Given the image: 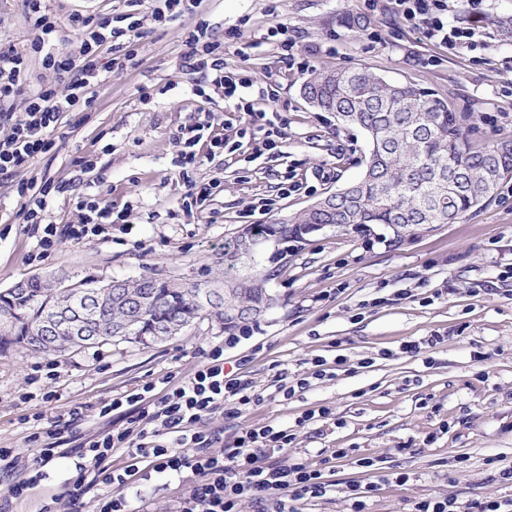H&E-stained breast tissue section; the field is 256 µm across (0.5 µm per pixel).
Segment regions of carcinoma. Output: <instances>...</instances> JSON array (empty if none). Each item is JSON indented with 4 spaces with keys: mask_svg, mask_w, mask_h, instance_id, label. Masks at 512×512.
Segmentation results:
<instances>
[{
    "mask_svg": "<svg viewBox=\"0 0 512 512\" xmlns=\"http://www.w3.org/2000/svg\"><path fill=\"white\" fill-rule=\"evenodd\" d=\"M307 102L336 121L361 129L369 143L362 177L348 192L325 208L263 228L281 242H293L311 233L317 224L367 233L382 224L405 233L426 224H452L491 201L499 185L512 178V139L472 143L464 133V118L427 88L394 83L367 68L313 71L302 83ZM238 241L224 245L219 264L223 277L248 272L232 259ZM268 275L252 280L247 295L204 297L198 281L125 279L123 294L142 300L137 319L119 334L125 312L112 297V289L93 279L63 297L40 278L24 281V288L0 291V353L16 347L29 355L61 354L101 347L114 340L143 346L162 342L197 319L216 320L234 327L235 312L269 295ZM96 305L95 336H72L63 331L37 342L43 320L63 302Z\"/></svg>",
    "mask_w": 512,
    "mask_h": 512,
    "instance_id": "cac0c4a2",
    "label": "carcinoma"
}]
</instances>
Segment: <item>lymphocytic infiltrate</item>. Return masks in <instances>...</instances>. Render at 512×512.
I'll return each mask as SVG.
<instances>
[{
  "label": "lymphocytic infiltrate",
  "instance_id": "obj_1",
  "mask_svg": "<svg viewBox=\"0 0 512 512\" xmlns=\"http://www.w3.org/2000/svg\"><path fill=\"white\" fill-rule=\"evenodd\" d=\"M33 36L26 48L0 41V99L21 98L25 107L18 112H1L0 126L8 129L0 138V175L25 166L52 145L61 113L84 112L95 102V90L112 69L130 61L131 45L140 37V23L130 20L117 26L110 19L74 14L60 20L45 0H27ZM370 7H384L407 27L425 39L454 50L471 47L474 31L449 24L446 0H366ZM82 37L77 57L62 49L67 33ZM110 45L109 63H101L98 50ZM37 55L45 69L67 75L68 92L56 87L28 85V59ZM185 63L201 70L206 81L224 91L225 99L241 101L253 94L251 82L224 72L221 43L213 41L207 25H199L185 39ZM53 187L48 182L30 183L21 190L25 197L27 223L42 225L37 242L40 256L50 255L60 238L53 225L42 222ZM79 221L70 225V239L82 241L114 223L111 208L94 202L76 203ZM238 336L226 338L201 353L195 370L180 378L163 377L140 388L100 399L98 416L103 430L87 434L82 430V406L45 418L43 413L23 415L31 427L25 442L34 457L22 464L15 448H0V512H12L14 504L28 499L45 483L53 492L41 512H84L85 496L96 485L106 494L94 504L95 512H136L129 489L151 481L177 480L190 483L187 497L176 512H240L242 501H250L256 512H297L300 500L319 499L335 491L338 483L325 469L314 467L298 455L284 456L295 435L288 425L239 428L232 440L223 431L205 428L212 414L239 418L244 410L261 401L245 374L224 372V349L238 344ZM71 447H60L62 438ZM122 463H115L114 455ZM70 459L67 477L56 479L57 460Z\"/></svg>",
  "mask_w": 512,
  "mask_h": 512
}]
</instances>
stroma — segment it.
<instances>
[{
    "label": "stroma",
    "instance_id": "obj_1",
    "mask_svg": "<svg viewBox=\"0 0 512 512\" xmlns=\"http://www.w3.org/2000/svg\"><path fill=\"white\" fill-rule=\"evenodd\" d=\"M446 5L450 24L475 26L476 49L428 41L364 0H202L163 26L152 17L153 0H141L134 64L110 74L92 111L63 113L52 147L29 168L0 176V289L36 276L206 281L242 229L288 221L359 179L366 136L307 103L301 85L313 70L366 67L415 83L466 115L472 138L512 136V40L492 23L512 15V0H484L477 23L469 0ZM348 13L366 17L368 28L347 29L341 18ZM202 21L223 43L229 71L274 87L275 98L249 102L284 131L277 147L263 148L245 112L182 60L185 33ZM280 23L296 37L295 59L263 38ZM30 37L26 0H0V40L22 47ZM192 127L202 139L185 174L178 158ZM217 134L227 146L212 156ZM86 159L94 168H83ZM34 177L59 188L45 223L61 230L77 223L75 204L87 194L126 209V221L79 243L62 238L35 260L38 237L23 222L18 193ZM192 181L220 190L187 211ZM387 234L380 225L368 235L328 228L289 243L284 260H262L276 303L224 357H248L245 372L265 399L238 419L218 414L207 425L228 436L241 426H295L293 452L317 466L336 449H352L353 462L336 467L344 483L370 481L355 464L364 457L409 474L406 484L367 499L365 512H409L414 499L434 496L511 498L512 484L491 480L489 461L512 463V179L461 222L417 231L396 247ZM434 334L442 338L435 347L401 353L404 343ZM224 338L217 322L201 319L150 347L116 341L54 357L53 377L36 385L29 381L36 358L0 355V446L20 448L31 461L22 415L50 418L169 373L186 375L200 362L199 348ZM318 357L330 375L314 380ZM280 368L310 378V386L288 400L272 398ZM45 392L56 400H42ZM301 416L305 424L296 425Z\"/></svg>",
    "mask_w": 512,
    "mask_h": 512
}]
</instances>
